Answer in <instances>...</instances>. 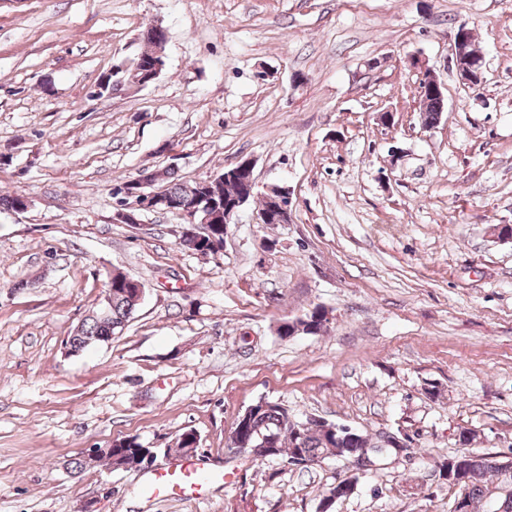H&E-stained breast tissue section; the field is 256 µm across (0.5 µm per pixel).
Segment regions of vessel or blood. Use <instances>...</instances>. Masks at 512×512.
Wrapping results in <instances>:
<instances>
[{"label": "vessel or blood", "mask_w": 512, "mask_h": 512, "mask_svg": "<svg viewBox=\"0 0 512 512\" xmlns=\"http://www.w3.org/2000/svg\"><path fill=\"white\" fill-rule=\"evenodd\" d=\"M232 480V473L208 467L201 458L190 457L176 467H160L149 473L142 481L140 492L149 500H199L211 484H228Z\"/></svg>", "instance_id": "1"}]
</instances>
